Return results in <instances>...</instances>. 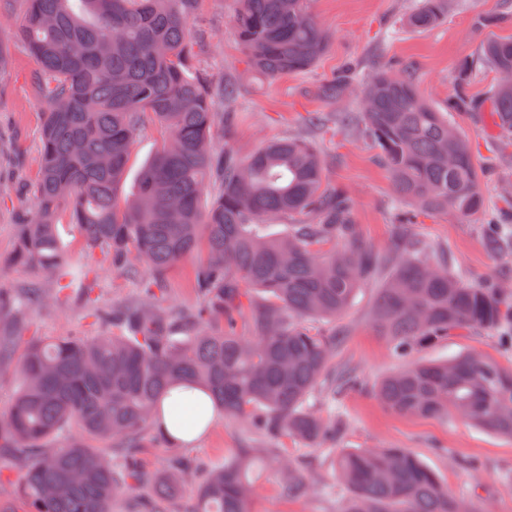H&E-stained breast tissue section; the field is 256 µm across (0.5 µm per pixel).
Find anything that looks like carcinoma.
<instances>
[{"mask_svg": "<svg viewBox=\"0 0 512 512\" xmlns=\"http://www.w3.org/2000/svg\"><path fill=\"white\" fill-rule=\"evenodd\" d=\"M0 0L6 19L37 68L32 85L44 111L33 200L15 224L13 260L42 270L58 300L87 305L95 336L43 339L0 336V370L14 369L18 389L0 417V451L22 448L32 462L15 493L28 512H112L121 487L139 494L126 512H180L182 476L199 475L192 512H250L256 459L238 455L199 466L189 445L155 424L160 398L175 385L207 396L214 411L248 422L268 436L334 444L344 423L312 414L309 399L359 385L352 369H336L338 334L314 331L309 319L334 320L352 303L375 263L355 235L347 195L328 184L322 158L309 142L276 138L243 159L212 150L215 126L211 80L194 65L188 25L196 0ZM447 0H420L405 20L416 32L440 25ZM239 46L249 68L265 80L310 70L328 37L309 0H237ZM482 59L499 75L482 98L468 94L480 63L459 64L458 90L448 111L432 107L412 73L380 68L358 89L352 127L370 140L410 211L447 212L463 219L486 211L483 170L450 112L487 117L497 147L512 144V37L490 38ZM352 92L350 76L323 87L335 101ZM147 121L167 136L144 165L138 189L121 206L131 145ZM501 219L487 223L490 239L507 237L500 220L512 207L501 198ZM68 229L112 266L132 275L153 271L144 284L152 307L115 309L98 303L89 275L76 269L59 231ZM292 221L269 235L268 224ZM204 242L196 272L202 304L191 315L163 307L161 274ZM392 272L372 312L376 329L409 366L378 385L394 413L451 417L512 439V369L477 353L441 363H414L420 348L478 330L512 338V291L494 282L472 284L448 264L402 237ZM268 294L239 333L246 288ZM39 289H24L6 314L22 319ZM23 351L15 362L14 349ZM107 437L124 452L112 457L79 438ZM165 454L166 470L151 473L136 454L145 445ZM336 476L353 492L344 512H476L407 448L340 452ZM301 472L284 482L288 498L306 495Z\"/></svg>", "mask_w": 512, "mask_h": 512, "instance_id": "obj_1", "label": "carcinoma"}]
</instances>
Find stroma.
<instances>
[{
	"label": "stroma",
	"mask_w": 512,
	"mask_h": 512,
	"mask_svg": "<svg viewBox=\"0 0 512 512\" xmlns=\"http://www.w3.org/2000/svg\"><path fill=\"white\" fill-rule=\"evenodd\" d=\"M418 0H310L319 24L329 35V47L316 67L267 82L246 68L233 28L235 0H196L189 30L202 64L214 84L237 81L241 90L232 106L235 124L231 137L216 133L213 146L223 151L232 145L247 157L273 138L306 137L317 145L330 183L346 192L360 242L378 258L376 275L359 289L354 302L336 323L346 331L336 361L350 365L360 386L343 393L336 403L346 427L334 449L313 448L286 436L266 438L247 423L218 418L185 453L203 463L218 461L241 448L274 459L288 456L301 461L312 484L306 496L285 497L284 470L272 463L256 482L251 512H343L349 494L336 480L333 451L357 448H407L431 469L458 497L472 502L477 512H512V440L484 430L438 418L395 414L374 396L373 389L399 369L387 339L371 322L373 304L392 266L388 256L402 233H409L435 250H447L448 266L468 280L507 281L512 286V261L495 255L487 245L481 220L463 222L443 213L415 216L400 224L404 210L396 201L392 179L369 141L341 122L340 117L359 109L356 95L330 105L321 95L325 84L345 70L363 78L379 67H410L427 101L448 110L454 93L452 74L464 60L477 59L483 43L494 36H512V0H454L453 8L432 31L417 33L401 20ZM495 14L501 22L492 28L477 25L480 15ZM0 40L8 42L10 69L0 81V289L18 291L36 286L52 291L54 283L39 270L14 264V226L31 200L37 180L39 129L42 111L33 96L31 76L36 64L9 26H0ZM452 122L467 136L480 167L489 171L483 184L490 205H497L503 188H512V146L500 153L494 134L467 112H449ZM163 133L154 125L135 135L126 178L116 191L125 203L135 190L142 167L159 147ZM74 263L96 270L101 303L114 307L144 304L140 280L113 270L100 253L88 252L80 240L63 234ZM205 258L197 251L171 266L164 274L165 305L190 313L200 304L195 273ZM41 337L78 333L94 335L86 307L77 302L40 301L22 324ZM477 352L512 368V352L497 333L454 336L418 351L419 362H442L462 352Z\"/></svg>",
	"instance_id": "obj_1"
}]
</instances>
